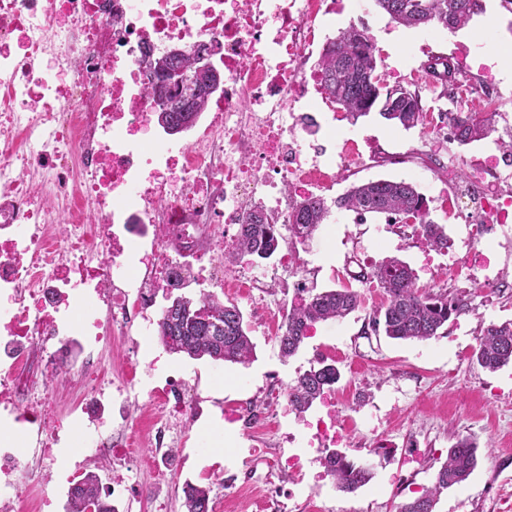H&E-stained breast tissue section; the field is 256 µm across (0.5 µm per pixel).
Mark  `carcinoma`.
I'll list each match as a JSON object with an SVG mask.
<instances>
[{
	"mask_svg": "<svg viewBox=\"0 0 512 512\" xmlns=\"http://www.w3.org/2000/svg\"><path fill=\"white\" fill-rule=\"evenodd\" d=\"M374 3L396 24L451 32L463 28L473 16L485 10V0H374ZM376 52V45L366 31L353 26L340 31L315 64L322 89L353 123L376 110L381 118L406 130L417 127L422 124L425 113L420 93L384 84L377 73ZM428 69L441 82L455 80L446 56L433 57ZM150 71L153 74L150 93L161 100L159 107L166 111L171 125L179 126L190 117L200 116L208 100L205 87L212 77L196 71L194 51H186L181 57L167 61L164 67H152ZM492 132L485 112H459L453 119L454 138L461 145L484 139ZM332 206L361 217L381 214L399 223L410 219L426 247L434 251L448 249L445 226L428 218L425 198L413 183L377 179L353 185L329 203L321 199L301 203L286 236L276 225L266 221L263 212L254 211L224 251L234 261L266 260L288 239H313ZM360 277L376 282L385 295V302L373 310L368 328L390 339H432L451 318L469 308L463 295L420 288L415 270L396 257L381 261ZM360 304V294L349 287L310 293L292 301L286 309L284 330L279 336L282 358L286 360L298 353L312 326L340 321ZM156 336L170 352L191 359L206 357L215 362L246 365L255 354L242 310L214 293L172 296V301L162 309ZM474 358L480 367L491 372L512 363V320L485 326L480 332ZM339 380L336 367L324 363L299 375L288 385L292 409L298 414L306 412ZM476 451L473 439L457 440L449 448L447 460L437 471L433 485L402 504L399 512H436L441 495L465 482L475 470ZM322 465L337 489L344 493L355 492L373 477L369 466L349 459L337 449H326ZM183 494L186 512H212L208 487L186 483ZM90 505L95 506L97 512H112L110 504L100 496L99 481L92 472L84 476L68 509L69 512H86Z\"/></svg>",
	"mask_w": 512,
	"mask_h": 512,
	"instance_id": "carcinoma-1",
	"label": "carcinoma"
}]
</instances>
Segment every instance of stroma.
<instances>
[{
    "mask_svg": "<svg viewBox=\"0 0 512 512\" xmlns=\"http://www.w3.org/2000/svg\"><path fill=\"white\" fill-rule=\"evenodd\" d=\"M353 3L340 28L353 26L374 39L378 72L385 84L397 85V73L420 68L414 87L426 108L448 106L447 94L426 65L431 57L448 54L454 44L473 42L493 59L512 61V12L500 0H486L487 14L496 19L494 27L484 26L478 16L454 33L419 29L396 50L391 35L398 32V25L390 23L373 0ZM355 128L357 139L371 147L377 162L348 174L347 183L377 179L414 183L429 200L430 218L445 225L455 242H463L468 224L462 216L438 209L432 198L443 185L442 164L448 157L456 158L457 172L468 171L467 147L453 140L445 153L426 151L425 126L407 130L375 113L359 118ZM491 246L496 254L494 269L504 287L486 294L479 283L456 282L448 272L447 256L428 253L420 240L398 230L385 216L331 212L316 237L303 245L309 260L306 276L320 290L350 283L361 293L362 307L344 320L317 325L298 354L286 361L280 357L277 337L264 332L262 315L251 311L244 314L255 344L251 364L172 356L175 366L196 373L199 380L204 416L191 430V438L218 432L223 439L209 455L186 462L180 449H169L170 468L161 476L150 466L153 449H142L130 462V481L153 495L161 512H185L182 487L187 482L209 486L218 512H398L433 483L449 448L458 439L471 437L478 443V465L464 483L442 495L437 512H512V364L489 372L472 358L482 327L512 320V245L498 233ZM429 255L434 258L430 264L425 261ZM391 256L408 262L423 288L467 294L468 312L427 341L369 333V317L382 300L381 291L348 281L347 274ZM328 345L336 351L334 364L341 373L335 390L336 426L342 435L336 446L373 471L367 485L348 494L326 475L320 463L324 446L310 441V423L326 414L323 402H315L300 416L283 419V431L293 433L296 441L282 450L268 449L265 465L253 463L249 442L218 417L221 401L261 396L267 386L290 384L318 366ZM280 455L296 458L298 470L274 467L272 461ZM216 460L224 464L220 481L208 479L204 472Z\"/></svg>",
    "mask_w": 512,
    "mask_h": 512,
    "instance_id": "35a3bbf8",
    "label": "stroma"
}]
</instances>
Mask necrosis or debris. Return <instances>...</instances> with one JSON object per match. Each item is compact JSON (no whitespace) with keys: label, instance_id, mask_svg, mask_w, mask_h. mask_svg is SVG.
Listing matches in <instances>:
<instances>
[{"label":"necrosis or debris","instance_id":"necrosis-or-debris-1","mask_svg":"<svg viewBox=\"0 0 512 512\" xmlns=\"http://www.w3.org/2000/svg\"><path fill=\"white\" fill-rule=\"evenodd\" d=\"M340 0H0V512H51L52 501L21 494L13 433L28 458L55 464L78 426L94 454L109 462L102 490L116 512L134 494L126 475L135 448H183L199 419L190 379L163 381L131 359L113 370L104 353L116 344H148L159 296L175 290H224L253 301V289L296 273L308 289L305 259L283 244L271 266L224 264L254 210L275 223L295 207L325 198L344 173L366 167L354 140L336 156L308 138L327 103L311 62L327 47L326 17ZM210 44L224 71L205 119L188 141L157 131L148 93V59L168 46ZM467 45L449 58L463 83L459 102L500 92L489 67ZM476 196L439 193L448 213L468 208L464 252H450L452 276L500 288L481 244L489 225L512 222V166L475 150ZM79 343L80 364L69 361ZM75 379L72 399L53 417L36 402L50 385ZM280 388L263 403L221 404L260 456L259 433ZM142 405L143 419L132 408Z\"/></svg>","mask_w":512,"mask_h":512}]
</instances>
